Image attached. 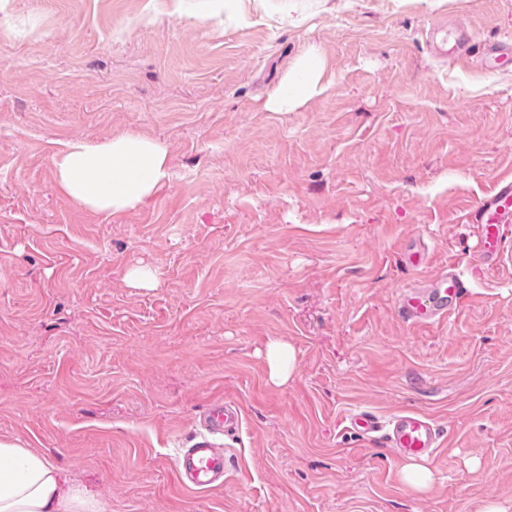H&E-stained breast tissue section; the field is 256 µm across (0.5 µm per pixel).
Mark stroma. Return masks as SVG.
<instances>
[{"label": "stroma", "mask_w": 512, "mask_h": 512, "mask_svg": "<svg viewBox=\"0 0 512 512\" xmlns=\"http://www.w3.org/2000/svg\"><path fill=\"white\" fill-rule=\"evenodd\" d=\"M463 32L512 43V0H0V441L103 512H512V224L492 268L470 219L512 176V66L433 54ZM313 47L328 90L269 111ZM128 133L169 181L76 207L54 156ZM449 264L456 317L406 323L398 289ZM218 396L228 477L188 491L173 459ZM403 408L450 436L422 493L347 427ZM266 356L270 380L276 385L287 382L295 369L294 348L288 343L275 341L269 344Z\"/></svg>", "instance_id": "obj_1"}]
</instances>
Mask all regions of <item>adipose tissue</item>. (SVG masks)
<instances>
[{"label": "adipose tissue", "mask_w": 512, "mask_h": 512, "mask_svg": "<svg viewBox=\"0 0 512 512\" xmlns=\"http://www.w3.org/2000/svg\"><path fill=\"white\" fill-rule=\"evenodd\" d=\"M323 70L320 54L309 51L281 82L269 109L290 112L323 94ZM53 164L66 197L107 215L145 201L170 175L168 147L135 134L115 136L94 147L71 142ZM0 512H100V504L85 489L64 488L60 470L47 454L0 442Z\"/></svg>", "instance_id": "ef3b65f1"}]
</instances>
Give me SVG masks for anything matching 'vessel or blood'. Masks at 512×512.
Returning a JSON list of instances; mask_svg holds the SVG:
<instances>
[{"instance_id":"vessel-or-blood-1","label":"vessel or blood","mask_w":512,"mask_h":512,"mask_svg":"<svg viewBox=\"0 0 512 512\" xmlns=\"http://www.w3.org/2000/svg\"><path fill=\"white\" fill-rule=\"evenodd\" d=\"M481 255L491 265L503 260L502 229L512 216V180L496 189L479 205ZM466 293L464 282L452 269L401 288L396 309L406 322L431 325L452 317ZM242 424L238 405L215 400L197 415L196 433L187 447L179 449L174 464L177 481L194 490L211 491L223 487L226 473L223 441L234 436ZM348 427L362 439L383 440L386 448L401 459L435 456L447 440L441 426L428 414L399 410L387 418L359 410L348 417Z\"/></svg>"}]
</instances>
